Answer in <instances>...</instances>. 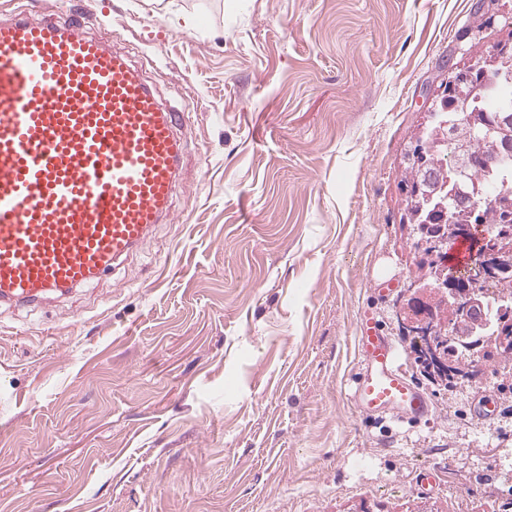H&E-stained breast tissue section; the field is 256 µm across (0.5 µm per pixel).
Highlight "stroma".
Here are the masks:
<instances>
[{"mask_svg":"<svg viewBox=\"0 0 512 512\" xmlns=\"http://www.w3.org/2000/svg\"><path fill=\"white\" fill-rule=\"evenodd\" d=\"M474 2L0 0V20L79 12L186 145L170 221L113 272L0 307V512H512L489 479L512 393L486 368L433 386L395 307L425 88L512 31V0ZM367 313L430 419L351 405Z\"/></svg>","mask_w":512,"mask_h":512,"instance_id":"35a3bbf8","label":"stroma"}]
</instances>
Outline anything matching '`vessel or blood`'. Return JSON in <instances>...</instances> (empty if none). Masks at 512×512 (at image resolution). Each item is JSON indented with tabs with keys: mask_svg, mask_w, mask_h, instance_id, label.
<instances>
[{
	"mask_svg": "<svg viewBox=\"0 0 512 512\" xmlns=\"http://www.w3.org/2000/svg\"><path fill=\"white\" fill-rule=\"evenodd\" d=\"M179 126L79 14L0 23V306H37L94 283L170 217ZM356 347L357 411L414 424L431 415L373 317L360 321Z\"/></svg>",
	"mask_w": 512,
	"mask_h": 512,
	"instance_id": "obj_1",
	"label": "vessel or blood"
}]
</instances>
